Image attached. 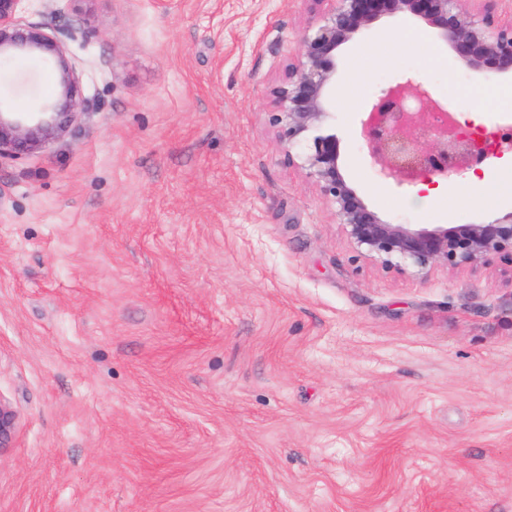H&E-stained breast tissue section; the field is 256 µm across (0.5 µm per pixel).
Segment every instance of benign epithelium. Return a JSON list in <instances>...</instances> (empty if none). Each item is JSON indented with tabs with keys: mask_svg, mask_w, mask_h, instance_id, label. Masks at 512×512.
<instances>
[{
	"mask_svg": "<svg viewBox=\"0 0 512 512\" xmlns=\"http://www.w3.org/2000/svg\"><path fill=\"white\" fill-rule=\"evenodd\" d=\"M24 0H0V61L43 57L55 71V93L21 111L0 98V160H18L48 149L90 111L67 41L24 15ZM324 5L318 22L301 39L297 60L274 92L269 122L286 147L288 161L305 171L355 252L390 271L421 275L442 266L473 268L497 259L512 267V211L482 223L395 224L371 206L346 176L341 141L330 131L337 62L378 21L400 18L429 28L454 56L486 78L512 76V18L498 14L497 0H315ZM448 108L421 83L391 86L362 112L360 136L381 177L398 184L432 186L484 163L498 153H476L461 136ZM20 415L0 396V455L13 447Z\"/></svg>",
	"mask_w": 512,
	"mask_h": 512,
	"instance_id": "7a95c632",
	"label": "benign epithelium"
}]
</instances>
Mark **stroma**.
<instances>
[{
    "instance_id": "stroma-1",
    "label": "stroma",
    "mask_w": 512,
    "mask_h": 512,
    "mask_svg": "<svg viewBox=\"0 0 512 512\" xmlns=\"http://www.w3.org/2000/svg\"><path fill=\"white\" fill-rule=\"evenodd\" d=\"M315 0H29L94 112L0 162V396L20 413L0 512H512V268L352 261L289 164L274 88ZM17 107L53 92L14 60ZM413 77L512 121L426 27L373 25L334 79L344 170L382 215L512 211V154L429 197L383 180L365 106ZM480 191H473V180Z\"/></svg>"
}]
</instances>
